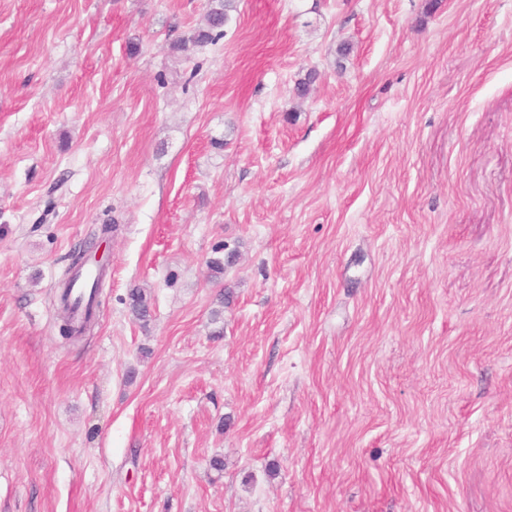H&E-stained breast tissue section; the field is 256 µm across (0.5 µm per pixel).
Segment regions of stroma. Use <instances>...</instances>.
<instances>
[{
  "label": "stroma",
  "mask_w": 512,
  "mask_h": 512,
  "mask_svg": "<svg viewBox=\"0 0 512 512\" xmlns=\"http://www.w3.org/2000/svg\"><path fill=\"white\" fill-rule=\"evenodd\" d=\"M208 6L0 0V512H512V0ZM234 8L233 0H212L207 19V29L195 31L186 38L178 39L174 43V48L184 50L187 49L189 44L200 46L220 39L224 35V31L221 29L231 20L230 12ZM97 280L95 268L88 266L83 268L71 282L69 299L72 306L76 307L75 317L81 319L88 307L92 294V286Z\"/></svg>",
  "instance_id": "stroma-1"
}]
</instances>
